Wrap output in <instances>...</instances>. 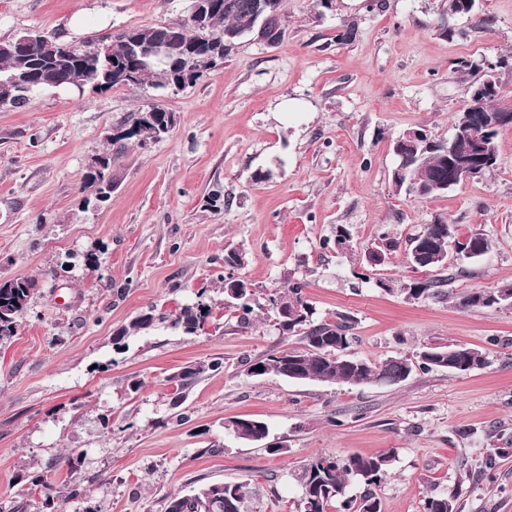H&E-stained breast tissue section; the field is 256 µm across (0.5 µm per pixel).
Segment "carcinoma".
I'll use <instances>...</instances> for the list:
<instances>
[{
    "label": "carcinoma",
    "mask_w": 512,
    "mask_h": 512,
    "mask_svg": "<svg viewBox=\"0 0 512 512\" xmlns=\"http://www.w3.org/2000/svg\"><path fill=\"white\" fill-rule=\"evenodd\" d=\"M252 0H237L238 8L224 10V0H212L211 11L206 24L211 34L224 43V58H229L241 39L257 32L261 17L250 9ZM181 34L173 40V50L179 56H188L198 43L194 25L187 21L177 24ZM169 32L168 25L136 27L125 30L109 39L91 41L85 44L69 43L54 35L35 34V42L25 56H17L9 51L17 36L0 39V77L11 78L12 89L4 98L6 105L20 107L29 96L43 88L56 87L59 82L101 91L122 87L124 83L113 73V67L123 61H131L133 50L130 42L136 37L140 43H149ZM149 75L143 80L144 87H163L174 92L184 89L178 83L174 67L154 60H146ZM158 115L154 122L146 119L136 120L131 130L118 137V140L144 137L156 140L168 133L173 125V115L166 109L154 107ZM402 166L407 173L419 175L428 182L436 184L448 182V156L444 154L436 141L425 135L415 146L404 152ZM458 234L454 224L436 222L427 224L423 230L411 237L407 244V255L412 252L423 254V268L440 269L448 260V237ZM466 245L475 248L479 244L486 249L474 255H465L461 261L480 260L492 250L491 240L482 232H471L464 236ZM465 273L463 267L446 276L431 279L414 280L404 286L403 291L418 299L446 295L445 287L456 277ZM305 283L295 282L288 294L273 300L278 309L279 325L282 331L300 336L301 346L279 355H267L249 361V370L263 366V374L282 376L296 381H314L320 383L395 386L405 382L417 371L446 369L456 374H467L483 367L485 354L476 348L458 344H434L421 351L416 361L391 357L377 364L358 359L347 354L351 345L352 324L348 319L339 317L334 321L313 320L314 308L304 296ZM33 282L17 278L0 282V342L15 335L19 319L26 312ZM511 292L512 282H503L490 289L473 290L457 296V307L499 308L503 306L496 295ZM252 294L247 290L230 292L224 288V307L234 309L239 326H250L254 307ZM211 306L199 300L184 307L174 318L154 310L138 316L129 327L120 332L125 337L131 332L150 330L158 323L170 322V325L182 329L183 333L193 335L204 326L209 317ZM223 362L214 359L198 368H187L174 377L176 394L173 406L183 403V392L195 383L199 374L209 370L218 371ZM235 436L248 442H261L268 438L269 430L265 422L253 417H240L228 424ZM392 461L389 452L372 456L352 454L346 457L325 456L307 464L299 474L301 487V512H328L335 507L338 512H381L379 499L372 492L359 499L347 495L349 479L359 477L368 485H379L387 477ZM247 493V484L243 481H224L217 484L212 496L190 495L175 496L168 502L166 512H241V504ZM463 494V485L452 496H430L424 501V512H461L459 499Z\"/></svg>",
    "instance_id": "1"
}]
</instances>
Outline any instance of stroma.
<instances>
[{
  "label": "stroma",
  "instance_id": "stroma-1",
  "mask_svg": "<svg viewBox=\"0 0 512 512\" xmlns=\"http://www.w3.org/2000/svg\"><path fill=\"white\" fill-rule=\"evenodd\" d=\"M191 0H0V38L23 31L65 40L187 21ZM352 41H341L346 26ZM286 34L247 36L222 67L179 92L62 86L0 108V282L35 288L14 336L0 343V512H50L34 486L61 493V512H165L170 497L240 480L242 512H297L298 475L322 456H393L374 491L382 512H423L430 496L470 491L461 512H512V455L493 476L486 453L512 439V308L462 310L452 294L512 282V127L499 167L448 194L396 192L393 143L423 129L449 139L466 102L462 59L512 57V0H288ZM174 115L148 147L111 142L142 109ZM111 155V199L90 204L86 176ZM265 180H257V173ZM488 235L447 297L412 299L404 251L370 260L381 232L407 242L437 220ZM351 250L323 247L337 226ZM232 251L244 266L224 265ZM251 283L259 309L239 328L223 278ZM306 282L316 320L353 324L354 357L414 358L430 344L482 350L467 374L416 372L393 387L254 376L247 363L298 345L272 297ZM388 281L390 289L380 288ZM204 299L203 331L166 326L114 333L150 308L178 314ZM222 359L173 408L174 373ZM186 412L187 423L175 419ZM255 417L282 443L270 452L227 425Z\"/></svg>",
  "mask_w": 512,
  "mask_h": 512
}]
</instances>
